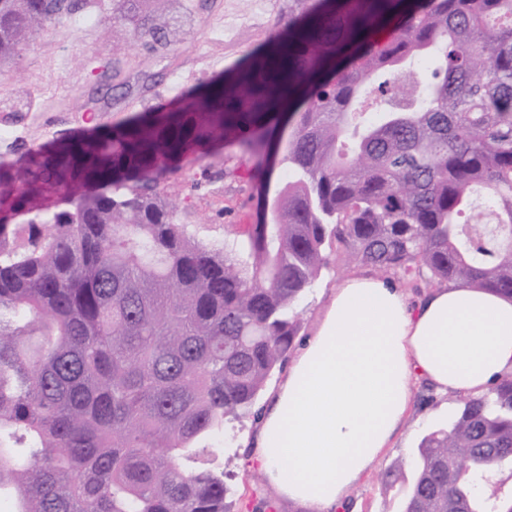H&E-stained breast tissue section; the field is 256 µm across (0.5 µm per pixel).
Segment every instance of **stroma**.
I'll list each match as a JSON object with an SVG mask.
<instances>
[{
	"mask_svg": "<svg viewBox=\"0 0 512 512\" xmlns=\"http://www.w3.org/2000/svg\"><path fill=\"white\" fill-rule=\"evenodd\" d=\"M308 6L309 0H175L174 13H190L191 25L162 45L112 27V0H86L82 12L35 35L16 64L0 67V131L10 133L0 139V162L89 129L122 125L161 103L176 104L206 81L235 74L274 38L287 37L289 21ZM249 168L247 156L227 147L171 175L159 191L174 205L177 223L220 248L237 228L256 221L261 190ZM357 269L347 254L330 255L323 277L298 303L304 336L317 329L337 282ZM459 404L417 382L406 421L377 466L351 489L348 512H396L386 473L398 466L411 479L420 440L447 427ZM255 427L250 418L226 422L216 446L232 476L233 512H264V499L275 512H312L280 496L253 468Z\"/></svg>",
	"mask_w": 512,
	"mask_h": 512,
	"instance_id": "obj_1",
	"label": "stroma"
}]
</instances>
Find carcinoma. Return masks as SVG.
I'll use <instances>...</instances> for the list:
<instances>
[{"instance_id": "obj_1", "label": "carcinoma", "mask_w": 512, "mask_h": 512, "mask_svg": "<svg viewBox=\"0 0 512 512\" xmlns=\"http://www.w3.org/2000/svg\"><path fill=\"white\" fill-rule=\"evenodd\" d=\"M170 2L114 0L112 22L167 44ZM57 20L0 0V63ZM373 83L379 111H355ZM224 144L288 178L212 249L158 189ZM334 249L512 296V0H310L232 85L0 164V492L18 512H231L208 443L258 415ZM506 472L512 373L421 439L399 512H512Z\"/></svg>"}]
</instances>
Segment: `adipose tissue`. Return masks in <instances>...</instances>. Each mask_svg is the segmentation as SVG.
<instances>
[{
    "label": "adipose tissue",
    "instance_id": "adipose-tissue-1",
    "mask_svg": "<svg viewBox=\"0 0 512 512\" xmlns=\"http://www.w3.org/2000/svg\"><path fill=\"white\" fill-rule=\"evenodd\" d=\"M512 373V298L432 288L417 302L367 271L333 291L260 417L254 461L291 501L338 512L389 448L425 379L459 396Z\"/></svg>",
    "mask_w": 512,
    "mask_h": 512
}]
</instances>
